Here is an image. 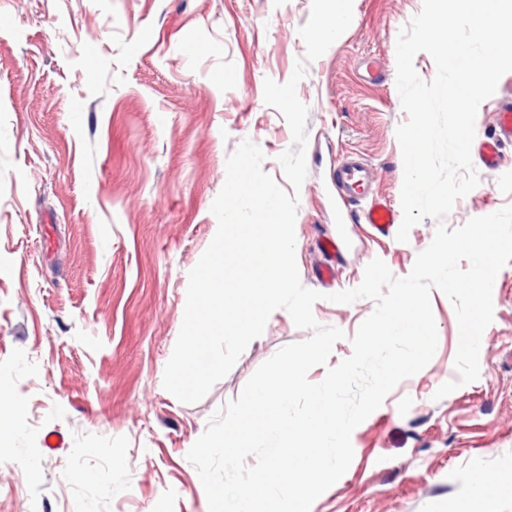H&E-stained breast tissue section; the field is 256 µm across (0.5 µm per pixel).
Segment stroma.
I'll use <instances>...</instances> for the list:
<instances>
[{"mask_svg":"<svg viewBox=\"0 0 512 512\" xmlns=\"http://www.w3.org/2000/svg\"><path fill=\"white\" fill-rule=\"evenodd\" d=\"M421 8L353 0L347 34L297 85L309 113L296 261L302 284L324 295L317 322L345 333L327 366L351 355L375 308L330 294L357 287L376 258L408 275L438 224L424 219L398 241L338 203L333 181L338 160L357 154L373 194L401 210L396 42ZM310 11L311 0H0V382L19 401L0 437V512H202L190 448L263 362L311 335L276 310L203 399L163 387L188 273L217 231L228 155L251 139L263 170L292 189L278 162L292 133L263 88L304 58ZM477 174L448 228L512 204V145ZM330 237L342 240L331 257ZM327 261L336 277L325 284ZM496 280L479 379L435 399L457 377L459 329L432 290L434 357L354 429L348 470L310 512H512V496L471 494L479 472L512 484V263ZM49 435L60 448L46 447Z\"/></svg>","mask_w":512,"mask_h":512,"instance_id":"35a3bbf8","label":"stroma"}]
</instances>
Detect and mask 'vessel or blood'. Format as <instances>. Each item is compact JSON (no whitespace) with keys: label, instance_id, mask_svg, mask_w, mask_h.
I'll return each mask as SVG.
<instances>
[{"label":"vessel or blood","instance_id":"b4317fda","mask_svg":"<svg viewBox=\"0 0 512 512\" xmlns=\"http://www.w3.org/2000/svg\"><path fill=\"white\" fill-rule=\"evenodd\" d=\"M512 143V102L504 104L496 115L494 131L478 146V154L484 167L493 169L498 165L505 145ZM370 177L367 164L360 158L344 161L336 171V192L345 203H365L363 213L366 223L387 230L396 222L394 210L378 199H368L365 187Z\"/></svg>","mask_w":512,"mask_h":512}]
</instances>
